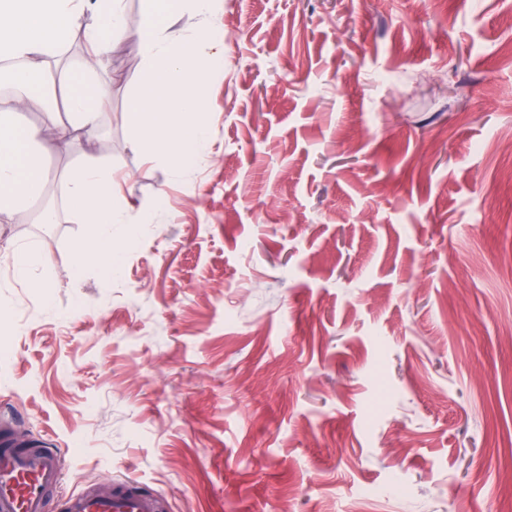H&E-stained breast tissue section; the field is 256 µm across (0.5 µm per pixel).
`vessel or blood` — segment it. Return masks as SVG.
Returning <instances> with one entry per match:
<instances>
[{"label": "vessel or blood", "instance_id": "b4317fda", "mask_svg": "<svg viewBox=\"0 0 512 512\" xmlns=\"http://www.w3.org/2000/svg\"><path fill=\"white\" fill-rule=\"evenodd\" d=\"M65 459L50 443L17 434L0 415V512H164L162 499L133 479H116L102 494L85 487L62 492Z\"/></svg>", "mask_w": 512, "mask_h": 512}]
</instances>
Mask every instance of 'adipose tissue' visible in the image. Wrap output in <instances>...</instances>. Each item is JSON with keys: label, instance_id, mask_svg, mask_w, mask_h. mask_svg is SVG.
Returning <instances> with one entry per match:
<instances>
[{"label": "adipose tissue", "instance_id": "obj_1", "mask_svg": "<svg viewBox=\"0 0 512 512\" xmlns=\"http://www.w3.org/2000/svg\"><path fill=\"white\" fill-rule=\"evenodd\" d=\"M124 24V0H0V61L20 63L9 72L18 94L0 98V212L30 200L49 181L34 152L42 131H57L64 141L70 131L89 134L96 127L106 94L86 73L104 66ZM76 29L84 33L87 57L83 72L64 77V110L49 103L38 129L12 123L11 115L26 105L32 93L48 101L55 97L57 85L44 66L43 55ZM116 186L111 167L96 162L72 170L63 183L68 203L86 226L87 243L76 248L77 259L92 255L113 276L121 267L119 255L112 251L113 238L134 241L142 226L152 221L150 213L124 206Z\"/></svg>", "mask_w": 512, "mask_h": 512}]
</instances>
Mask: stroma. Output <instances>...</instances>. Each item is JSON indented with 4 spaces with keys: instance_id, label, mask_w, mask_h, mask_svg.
<instances>
[{
    "instance_id": "1",
    "label": "stroma",
    "mask_w": 512,
    "mask_h": 512,
    "mask_svg": "<svg viewBox=\"0 0 512 512\" xmlns=\"http://www.w3.org/2000/svg\"><path fill=\"white\" fill-rule=\"evenodd\" d=\"M208 147L181 177L125 114L0 215V409L165 512H512V0H217ZM93 156L152 224L118 276L61 185ZM60 223H40L42 206ZM36 246L45 285L7 272Z\"/></svg>"
}]
</instances>
